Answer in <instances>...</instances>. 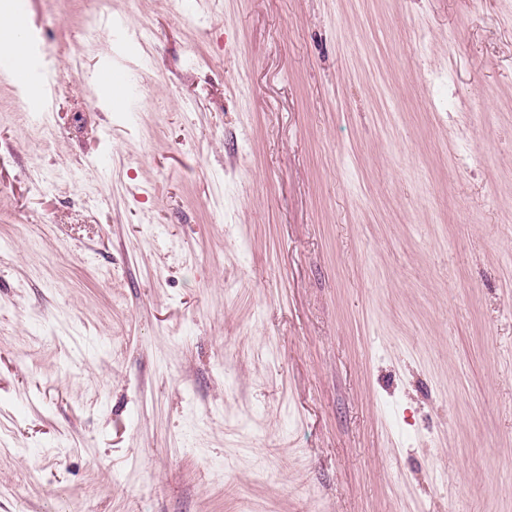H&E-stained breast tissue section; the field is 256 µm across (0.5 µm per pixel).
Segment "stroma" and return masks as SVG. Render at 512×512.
Wrapping results in <instances>:
<instances>
[{"instance_id":"obj_1","label":"stroma","mask_w":512,"mask_h":512,"mask_svg":"<svg viewBox=\"0 0 512 512\" xmlns=\"http://www.w3.org/2000/svg\"><path fill=\"white\" fill-rule=\"evenodd\" d=\"M5 2L0 512H512V0ZM27 24V18L23 15L0 25V71H8L14 84H27L31 81L30 72L16 65L10 50L14 34L26 29Z\"/></svg>"}]
</instances>
